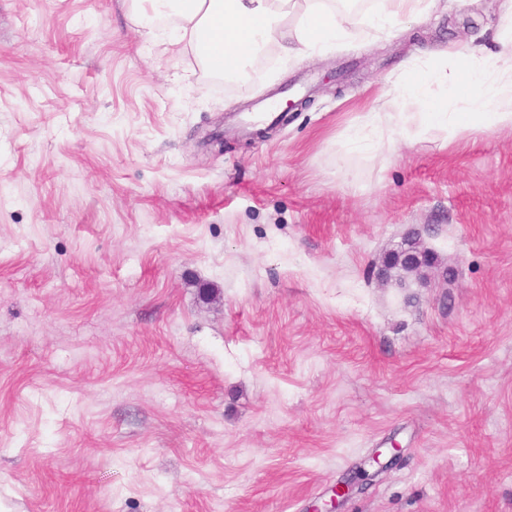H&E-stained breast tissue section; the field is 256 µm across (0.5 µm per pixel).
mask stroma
I'll use <instances>...</instances> for the list:
<instances>
[{"label":"stroma","instance_id":"stroma-1","mask_svg":"<svg viewBox=\"0 0 512 512\" xmlns=\"http://www.w3.org/2000/svg\"><path fill=\"white\" fill-rule=\"evenodd\" d=\"M385 5L227 89L130 0H0V512H310L393 440L343 512H512V131L343 143L512 0ZM396 5V11L381 10L369 19L370 27L376 32H382L395 25L398 18L406 19L414 17L419 12L420 0H389Z\"/></svg>","mask_w":512,"mask_h":512}]
</instances>
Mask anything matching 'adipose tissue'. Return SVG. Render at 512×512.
<instances>
[{"instance_id":"1","label":"adipose tissue","mask_w":512,"mask_h":512,"mask_svg":"<svg viewBox=\"0 0 512 512\" xmlns=\"http://www.w3.org/2000/svg\"><path fill=\"white\" fill-rule=\"evenodd\" d=\"M141 24L152 29V17L175 15L172 44L200 49L209 43L222 59L224 77H241L255 53L264 45L280 46L291 59L311 56L331 41L349 37L345 15L324 8L320 0H134ZM297 13L296 29L286 18ZM446 84L449 98L433 100L427 91L432 83ZM401 97L423 103L420 112L373 113L369 130L354 129L346 139L377 149L390 141L393 130L417 141L441 133L456 135L472 127L488 131L512 129V52L499 58L491 69L463 57L456 71L442 67L407 68L398 84ZM461 101L449 110V99Z\"/></svg>"}]
</instances>
